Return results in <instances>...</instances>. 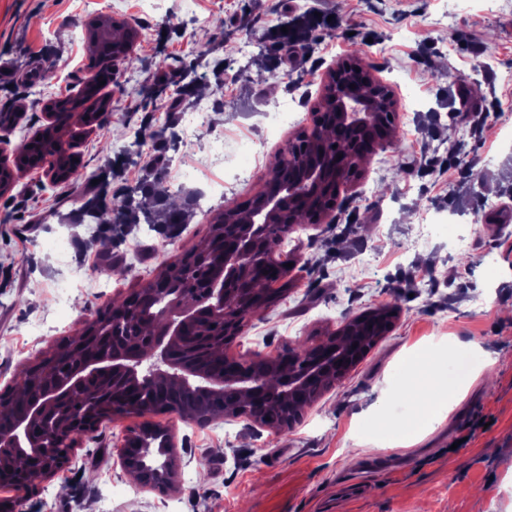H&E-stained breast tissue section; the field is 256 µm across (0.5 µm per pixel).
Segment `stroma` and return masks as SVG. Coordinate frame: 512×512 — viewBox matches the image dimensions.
Wrapping results in <instances>:
<instances>
[{
    "label": "stroma",
    "mask_w": 512,
    "mask_h": 512,
    "mask_svg": "<svg viewBox=\"0 0 512 512\" xmlns=\"http://www.w3.org/2000/svg\"><path fill=\"white\" fill-rule=\"evenodd\" d=\"M137 31L134 67L102 89L104 125L62 130L78 161L69 182L19 173L0 197V392L115 298L209 237L225 199L261 192L280 150L310 128L321 78L357 56L396 100L392 141L341 189L321 222L286 235L280 299L249 316L242 358L313 347L345 317L397 305L392 329L343 379L275 432L246 417L206 424L173 412L115 416L34 491L0 487L10 512H512V9L495 0H0V149L49 123L90 72L87 24ZM462 75L449 84L446 73ZM214 105L191 139L196 99ZM164 137L151 140L156 130ZM223 170L205 165L217 147ZM194 193L170 235L144 210L76 224L83 203L141 184ZM197 175L185 177L188 168ZM455 336L489 354L488 374L446 419L380 446L368 423L396 368ZM173 437L174 482L136 486L119 450L141 422ZM208 458L207 468L198 461Z\"/></svg>",
    "instance_id": "35a3bbf8"
}]
</instances>
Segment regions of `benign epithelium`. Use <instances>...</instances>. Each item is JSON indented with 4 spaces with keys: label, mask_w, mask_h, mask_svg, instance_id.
I'll use <instances>...</instances> for the list:
<instances>
[{
    "label": "benign epithelium",
    "mask_w": 512,
    "mask_h": 512,
    "mask_svg": "<svg viewBox=\"0 0 512 512\" xmlns=\"http://www.w3.org/2000/svg\"><path fill=\"white\" fill-rule=\"evenodd\" d=\"M358 71L361 82L350 87L343 71ZM322 110L331 123L348 131L353 139L368 141V152L355 159L350 153H320L296 176L284 175L270 183L272 191L262 195L256 207L235 224L224 225V247L218 251L207 246L196 250L191 259L208 265L211 280L204 297H196L186 288L155 278L150 286L135 292V298L121 309L142 319V311L153 314L145 323L149 327L147 341L137 350L101 351L84 357L73 355L74 364L67 378L54 383L46 395L33 400L30 414L18 419L0 407V483L28 490L37 482L62 470L70 460L72 440L96 430L103 420L100 407L92 398L77 402L84 392L85 381L96 378L107 381L122 377L130 382L128 397L142 396L159 385L200 388L224 392V400L267 398L293 407L305 393H320L323 388L345 377L362 359L366 346L356 332L358 316L344 319L336 332L326 337L314 356L295 349L266 359L275 369L272 379L258 381L245 371L242 358L230 353L239 335L242 314L259 310L261 289L258 276L272 259L267 238L271 224L283 223L287 212L305 213L314 200L325 195L330 180L338 181L359 170L360 166L392 132L374 122L379 105L378 82L366 67L352 56L322 79ZM220 316L224 319V356L233 367L221 380L202 371L183 368L174 352L181 344L185 329L192 323ZM159 426L143 423L126 438L119 457L122 466L134 474L144 486L164 490L172 476L160 469L140 464L138 449L144 439ZM59 435L65 448L45 445L39 433Z\"/></svg>",
    "instance_id": "benign-epithelium-1"
}]
</instances>
